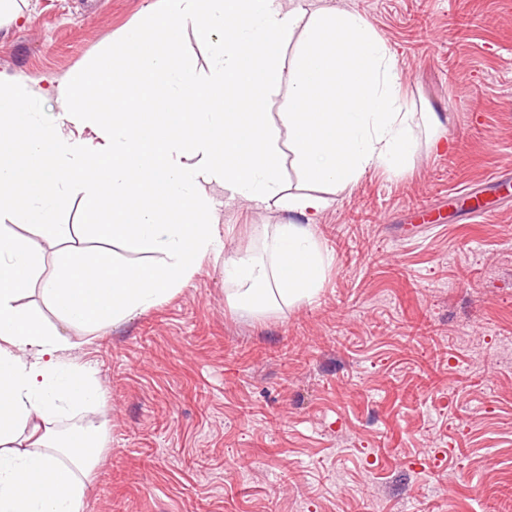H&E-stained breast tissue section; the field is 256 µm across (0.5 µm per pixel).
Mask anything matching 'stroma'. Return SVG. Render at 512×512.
Masks as SVG:
<instances>
[{"label": "stroma", "instance_id": "1", "mask_svg": "<svg viewBox=\"0 0 512 512\" xmlns=\"http://www.w3.org/2000/svg\"><path fill=\"white\" fill-rule=\"evenodd\" d=\"M18 5L0 76L57 113L51 84L163 0ZM301 5L358 13L395 51L417 151L327 192L314 300L230 306L225 258L299 217L216 187L222 258L146 312L66 329L105 389L78 418L107 427L82 512H512V0ZM462 188L492 198L487 218L454 207Z\"/></svg>", "mask_w": 512, "mask_h": 512}]
</instances>
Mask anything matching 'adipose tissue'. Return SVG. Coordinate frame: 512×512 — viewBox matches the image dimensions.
<instances>
[{
    "instance_id": "ef3b65f1",
    "label": "adipose tissue",
    "mask_w": 512,
    "mask_h": 512,
    "mask_svg": "<svg viewBox=\"0 0 512 512\" xmlns=\"http://www.w3.org/2000/svg\"><path fill=\"white\" fill-rule=\"evenodd\" d=\"M186 27L214 49L205 75L178 49ZM283 87L290 106L275 124L263 108ZM54 94L63 113L37 112L24 84L0 79V512H81L106 426L74 419L105 392L63 359L71 342L61 329L147 311L222 255L207 186L302 218L265 237V257L248 248L225 258L231 302L264 311L312 300L323 285L318 188L347 189L372 168L400 172L417 148L399 63L368 21L280 0H164ZM287 151L304 191L283 185ZM74 186L85 221L59 223ZM45 240L63 244L48 276ZM88 240L157 259L121 262ZM34 286L39 311L20 303Z\"/></svg>"
}]
</instances>
